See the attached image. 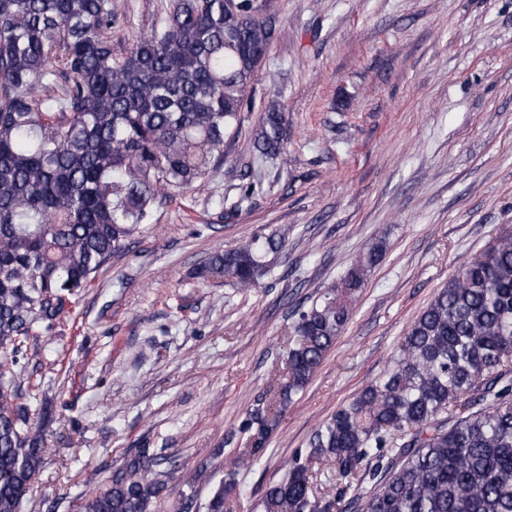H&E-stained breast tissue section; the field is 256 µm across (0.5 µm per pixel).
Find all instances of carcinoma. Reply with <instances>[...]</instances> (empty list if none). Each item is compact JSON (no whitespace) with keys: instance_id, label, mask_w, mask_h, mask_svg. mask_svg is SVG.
Masks as SVG:
<instances>
[{"instance_id":"1","label":"carcinoma","mask_w":512,"mask_h":512,"mask_svg":"<svg viewBox=\"0 0 512 512\" xmlns=\"http://www.w3.org/2000/svg\"><path fill=\"white\" fill-rule=\"evenodd\" d=\"M112 0H0V512H20L44 466L35 419L42 379L17 368L51 336L72 299L95 286L163 201L224 166L253 81L282 35L268 0H173L160 26L118 53ZM284 117L260 116L257 158L288 163ZM288 230L214 252L203 279L256 286L263 256ZM382 258L372 246L340 285L298 311L287 382L242 424L252 467L278 414L303 389L350 319L355 293ZM149 449L125 459L79 512H151L165 483ZM326 465L335 495L313 491ZM362 512H512V227L465 259L408 327L391 365L321 423L262 512H340L366 477ZM231 478L206 512H228Z\"/></svg>"}]
</instances>
